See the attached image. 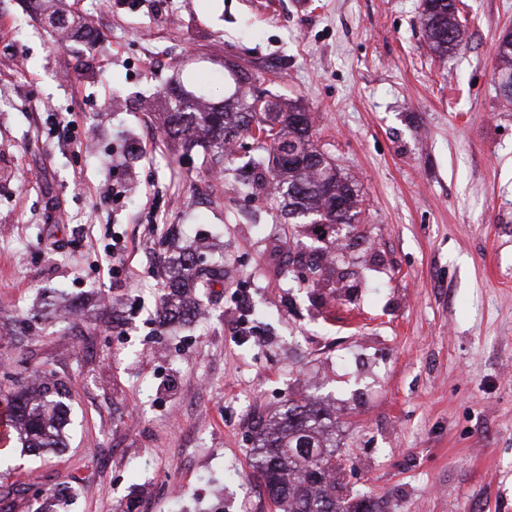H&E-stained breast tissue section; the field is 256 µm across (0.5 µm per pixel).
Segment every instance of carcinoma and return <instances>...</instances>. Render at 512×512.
Wrapping results in <instances>:
<instances>
[{
  "label": "carcinoma",
  "instance_id": "cac0c4a2",
  "mask_svg": "<svg viewBox=\"0 0 512 512\" xmlns=\"http://www.w3.org/2000/svg\"><path fill=\"white\" fill-rule=\"evenodd\" d=\"M460 0H423L420 23L429 50L444 58L466 43ZM61 0H35L34 9L56 29L71 21L58 7ZM498 85L503 100L512 105V39L497 42ZM261 79L241 66L224 69L227 96L199 104L202 93L169 87L167 135L224 152L240 138H249L268 160L249 163L247 182L252 192L274 194L288 208L295 224L332 226L361 223V199L356 184L311 140L310 113L301 105L277 95L254 92ZM171 278L164 297L172 320H186L198 306L196 291L208 288L218 277L220 263L205 265L192 252L170 259ZM15 389L0 393V407L12 421L13 438L23 453L38 457L66 447L64 429L69 424L65 386L45 370L34 371V380L13 381ZM333 415L311 399L290 400L275 418L257 422L255 470L263 480L276 512H373L365 501L341 498L336 475L341 462L330 427Z\"/></svg>",
  "mask_w": 512,
  "mask_h": 512
}]
</instances>
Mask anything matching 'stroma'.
Segmentation results:
<instances>
[{"label": "stroma", "instance_id": "1", "mask_svg": "<svg viewBox=\"0 0 512 512\" xmlns=\"http://www.w3.org/2000/svg\"><path fill=\"white\" fill-rule=\"evenodd\" d=\"M258 2L64 0L96 38L62 43L0 0V390L25 357L72 408L61 452L12 454L13 512H275L254 427L309 395L341 494L512 512V0H462L469 41L444 59L422 0ZM228 57L310 111L361 224L286 223L247 189L249 149L167 137L170 82L223 98ZM199 244L224 281L166 323L168 258ZM20 314L38 329L17 342ZM498 85L503 100L512 105V39L499 37L497 42Z\"/></svg>", "mask_w": 512, "mask_h": 512}]
</instances>
